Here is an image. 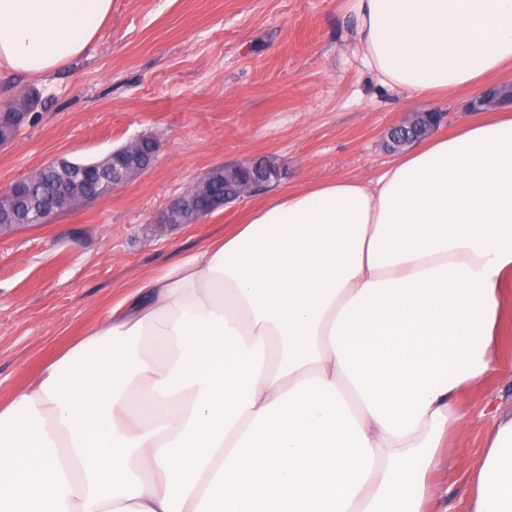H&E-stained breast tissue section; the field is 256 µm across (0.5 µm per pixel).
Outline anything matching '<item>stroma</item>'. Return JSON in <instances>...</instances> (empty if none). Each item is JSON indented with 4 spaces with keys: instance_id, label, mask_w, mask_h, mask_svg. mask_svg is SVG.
I'll return each mask as SVG.
<instances>
[{
    "instance_id": "1",
    "label": "stroma",
    "mask_w": 512,
    "mask_h": 512,
    "mask_svg": "<svg viewBox=\"0 0 512 512\" xmlns=\"http://www.w3.org/2000/svg\"><path fill=\"white\" fill-rule=\"evenodd\" d=\"M348 0H115L80 58L45 79L0 74V103L37 90L30 122L0 144V193L65 157L92 161L142 134L162 148L119 190L0 236V403L68 350L122 287L238 223L252 196L203 223L162 225L168 203L209 169L274 157L282 184L373 177L393 160L386 133L405 115L470 120V93L421 100L363 65ZM503 371L471 386L449 427V512H465L468 464L497 410L512 409V299L502 309Z\"/></svg>"
}]
</instances>
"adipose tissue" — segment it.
Wrapping results in <instances>:
<instances>
[{
    "instance_id": "1",
    "label": "adipose tissue",
    "mask_w": 512,
    "mask_h": 512,
    "mask_svg": "<svg viewBox=\"0 0 512 512\" xmlns=\"http://www.w3.org/2000/svg\"><path fill=\"white\" fill-rule=\"evenodd\" d=\"M114 0H0V71L84 54ZM364 65L419 98L512 70V0H351ZM512 109L368 179L277 191L138 278L0 405V512H436L462 394L503 368ZM512 512V414L470 466Z\"/></svg>"
}]
</instances>
